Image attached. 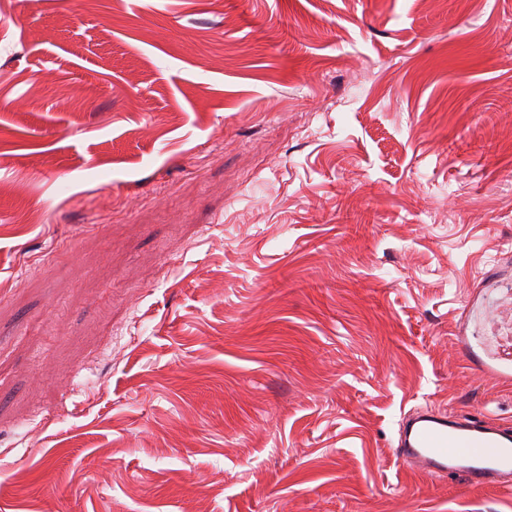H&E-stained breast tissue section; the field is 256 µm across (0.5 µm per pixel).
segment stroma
I'll return each instance as SVG.
<instances>
[{
    "instance_id": "35a3bbf8",
    "label": "stroma",
    "mask_w": 512,
    "mask_h": 512,
    "mask_svg": "<svg viewBox=\"0 0 512 512\" xmlns=\"http://www.w3.org/2000/svg\"><path fill=\"white\" fill-rule=\"evenodd\" d=\"M512 0H0V512H512ZM395 455L422 474H460L488 486L512 474V434L430 407L405 421Z\"/></svg>"
}]
</instances>
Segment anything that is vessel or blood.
<instances>
[{"label":"vessel or blood","instance_id":"obj_1","mask_svg":"<svg viewBox=\"0 0 512 512\" xmlns=\"http://www.w3.org/2000/svg\"><path fill=\"white\" fill-rule=\"evenodd\" d=\"M395 454L415 471L460 474L475 486L512 475V434L437 408L423 409L405 421Z\"/></svg>","mask_w":512,"mask_h":512}]
</instances>
